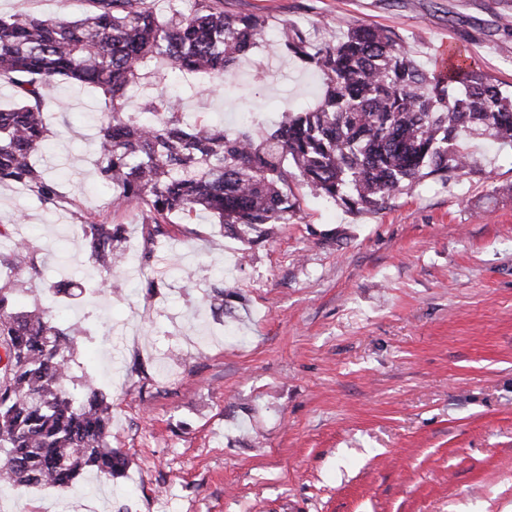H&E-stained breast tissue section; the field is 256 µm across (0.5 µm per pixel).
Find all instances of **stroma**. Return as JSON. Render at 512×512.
Here are the masks:
<instances>
[{
    "label": "stroma",
    "mask_w": 512,
    "mask_h": 512,
    "mask_svg": "<svg viewBox=\"0 0 512 512\" xmlns=\"http://www.w3.org/2000/svg\"><path fill=\"white\" fill-rule=\"evenodd\" d=\"M86 0H0V15L74 21ZM259 15L256 47L225 73L246 108L207 76L147 71L129 111L182 96L188 121L277 127L321 92L283 51L290 26L316 38L356 21L395 31L435 70L441 42L512 92V0H224ZM35 154L64 198L49 209L0 185V222L44 258L92 271L78 227L122 225L129 265L111 295L56 303L77 330L72 364L112 399L124 474L71 487H0V512H512V146L472 139L458 179L425 180L354 214L295 185L300 211L272 236L227 234L206 212L151 234L113 211L95 165L99 91L59 84Z\"/></svg>",
    "instance_id": "stroma-1"
}]
</instances>
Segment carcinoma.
<instances>
[{"instance_id":"1","label":"carcinoma","mask_w":512,"mask_h":512,"mask_svg":"<svg viewBox=\"0 0 512 512\" xmlns=\"http://www.w3.org/2000/svg\"><path fill=\"white\" fill-rule=\"evenodd\" d=\"M86 2L77 21L0 17V82L17 98L0 109V184L42 204L63 202L33 160L46 137L44 106L61 80L102 93L99 177L112 207H138L146 224L205 210L246 236L289 223L298 211L296 183L353 213L376 212L405 187L465 175L467 138L512 145V96L499 84L469 67L445 79L423 68L395 33L359 22L320 41L288 29L286 49L315 64L324 91L266 136L190 123L163 98L146 105L160 110L157 121L142 123L126 102L144 63L222 83L263 38L266 20L227 15L224 0H194L187 11L164 14L149 0ZM79 228L98 286L112 284L127 260L120 225L84 213ZM1 264L35 280L43 259L17 239ZM12 291L10 280H0V484L70 487L89 470L121 475L129 460L108 440L112 401L89 383L77 391L74 332L54 321L50 307L15 309Z\"/></svg>"}]
</instances>
